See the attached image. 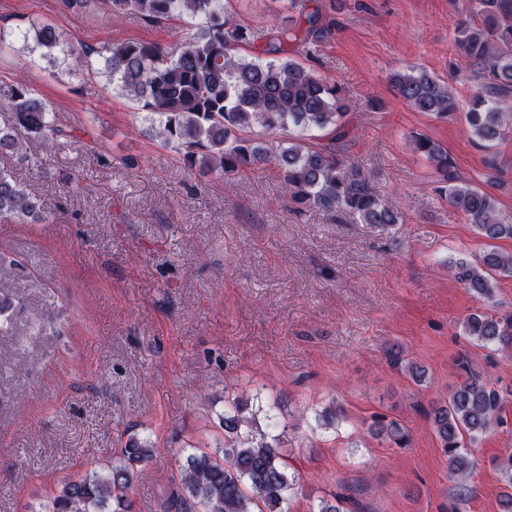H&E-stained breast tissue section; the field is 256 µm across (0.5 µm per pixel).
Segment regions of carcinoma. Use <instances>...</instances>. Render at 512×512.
Wrapping results in <instances>:
<instances>
[{
    "label": "carcinoma",
    "mask_w": 512,
    "mask_h": 512,
    "mask_svg": "<svg viewBox=\"0 0 512 512\" xmlns=\"http://www.w3.org/2000/svg\"><path fill=\"white\" fill-rule=\"evenodd\" d=\"M76 14L96 4L106 18L135 15L159 24L171 19H198L172 55L148 41H120L100 48L76 45L52 25L34 21L24 38L42 56L61 55L73 78L100 75L112 90L140 105L158 123L165 146L185 169L231 176L275 164L290 203L299 211L348 216L360 224L386 227L399 223L398 213L373 190L363 169L347 162L336 142L348 135V103L342 87L318 75L298 58L312 59L331 33L320 8L298 16L265 35L230 15L231 0H62ZM460 71L479 86L463 119L480 144L490 149L512 125V0H466L455 28ZM249 48L245 57L240 50ZM390 82L412 108L438 118L459 111L448 83L424 70L395 71ZM0 112L11 114L0 126V154L32 169L44 159L27 153V141L61 144L75 139L73 129L25 79L0 82ZM258 125L275 138L250 137ZM320 131L329 142L310 143L308 131ZM442 175L448 202L463 213L486 248L472 262L449 267L472 294L490 300L498 283L512 279V253L495 242L512 239V221L500 215L495 198L484 188L460 183L451 174L448 151L426 137L414 140ZM47 218L41 196L30 193L8 169L0 168V222L37 223ZM463 333L480 345L512 349V314L474 312L462 322ZM465 381L431 411L433 432L448 458V473L460 493H468L476 461L474 447L504 424V399L497 389L459 363ZM249 399L236 397L219 417L224 427L222 454L198 449L178 472L173 512H287L295 489L278 447L253 431ZM369 433L399 448L409 436L395 421L373 420ZM154 455L148 441L130 439L107 471H92L61 483L45 512H133L131 492L142 465ZM504 486L500 512H512V451L496 459Z\"/></svg>",
    "instance_id": "carcinoma-1"
}]
</instances>
